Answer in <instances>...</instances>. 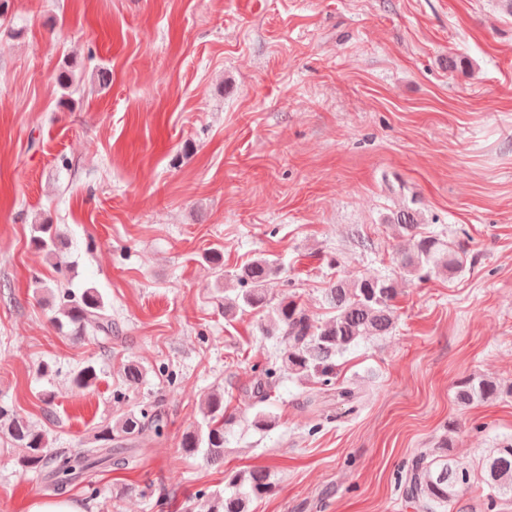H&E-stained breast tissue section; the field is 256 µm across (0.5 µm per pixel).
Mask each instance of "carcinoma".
Masks as SVG:
<instances>
[{
    "mask_svg": "<svg viewBox=\"0 0 512 512\" xmlns=\"http://www.w3.org/2000/svg\"><path fill=\"white\" fill-rule=\"evenodd\" d=\"M383 223L396 227L408 241L399 248L394 260L403 275L411 280L429 281L434 277L463 269V259L448 242L438 235H424L425 223L421 211L409 207L394 210L384 216ZM31 246L56 259V266L69 267L64 260L66 244L54 224L34 225ZM279 274L277 261L259 256L231 272L239 284L235 296L224 297V316L232 317L251 310L263 316L262 336L275 341L279 366H271L258 376L250 398L263 403L275 387L277 372L302 383L318 385V393L309 397L315 403L322 397L335 398L345 413L357 409L355 388L337 381V361L367 336H384L395 327L393 301L398 295L397 282L385 276H362L339 279L326 289V300L332 316L324 321L312 318L291 297L270 305L266 286ZM62 318L59 328L82 340L96 341L100 335L112 334V316L107 313L101 293L86 288L81 293L66 288L60 294ZM97 379L92 364L80 368L72 377L79 390L91 387ZM499 394L495 380L469 376L456 385V399L469 405L475 400L490 399ZM236 422V416L226 414L224 395L211 393L202 409V421L182 438V452L187 456H202L208 462L224 461V433ZM159 414L143 409L128 415L117 429L101 430L99 445L80 455H72V466L62 476L57 464L63 454L48 453L47 434L31 426L23 417L6 407H0V436L11 445L23 449L19 459L25 470H34L56 496L68 493L69 487L92 470L112 466L132 469L138 464L139 449L131 447L140 436L151 432L162 435ZM468 467L448 458V455L418 454L398 471L397 485L408 502L420 512H440L456 503L457 487L470 482ZM481 479L488 489L487 512H496L498 502L512 500V441L487 455L481 465ZM273 490L270 474L261 468L230 471L224 475V492L206 497L201 512H247L252 496L266 495Z\"/></svg>",
    "mask_w": 512,
    "mask_h": 512,
    "instance_id": "cac0c4a2",
    "label": "carcinoma"
}]
</instances>
